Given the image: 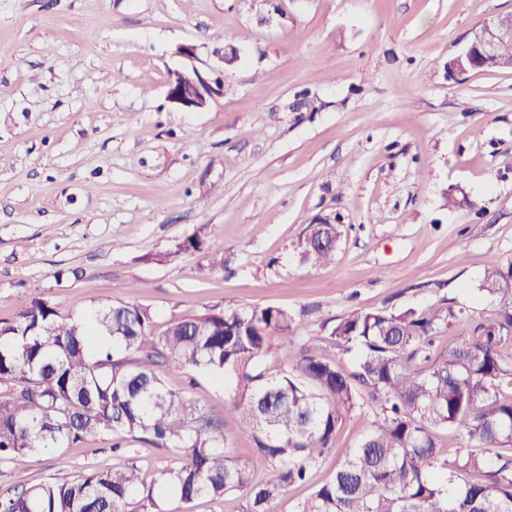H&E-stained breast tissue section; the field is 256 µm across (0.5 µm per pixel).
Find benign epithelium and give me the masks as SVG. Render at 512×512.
I'll return each instance as SVG.
<instances>
[{
  "instance_id": "7a95c632",
  "label": "benign epithelium",
  "mask_w": 512,
  "mask_h": 512,
  "mask_svg": "<svg viewBox=\"0 0 512 512\" xmlns=\"http://www.w3.org/2000/svg\"><path fill=\"white\" fill-rule=\"evenodd\" d=\"M512 40V20L493 16L473 31L467 47L451 61L448 74L465 75L471 71L512 68V60L498 55L501 43ZM224 92V80L208 81L199 72H176L169 83L168 99L181 108L199 111L210 98Z\"/></svg>"
}]
</instances>
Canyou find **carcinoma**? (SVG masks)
Listing matches in <instances>:
<instances>
[{
  "label": "carcinoma",
  "instance_id": "carcinoma-1",
  "mask_svg": "<svg viewBox=\"0 0 512 512\" xmlns=\"http://www.w3.org/2000/svg\"><path fill=\"white\" fill-rule=\"evenodd\" d=\"M177 249H204L209 266L224 265L223 246L197 235ZM296 253L317 269L334 261L336 244L305 238ZM476 289L498 304L496 319L425 357L423 371L411 362L462 310H354L330 333L354 353L349 365L289 348L275 375L257 366L269 337L295 322L286 307H230L157 334L153 313L137 304L81 320L34 297L0 324V465L111 431L177 458L163 471L133 463L0 494V512H124L133 499L138 512H165L170 495L186 512L200 497L228 493L240 495L243 512H272L288 487L309 481L312 449L329 447L364 394L377 418L292 512H512V460L496 463L512 446V262L491 261ZM166 364L231 383L224 416L253 434L271 464L266 478L224 452V422L170 390L155 371ZM439 429L462 431L465 445L449 459Z\"/></svg>",
  "mask_w": 512,
  "mask_h": 512
}]
</instances>
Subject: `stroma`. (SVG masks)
Listing matches in <instances>:
<instances>
[{"label":"stroma","mask_w":512,"mask_h":512,"mask_svg":"<svg viewBox=\"0 0 512 512\" xmlns=\"http://www.w3.org/2000/svg\"><path fill=\"white\" fill-rule=\"evenodd\" d=\"M509 12L512 0H0V320L34 283L64 316L125 301L160 329L283 306L296 322L272 335L269 374L314 336L340 359L329 335L356 309L450 305L464 317L428 352L461 340L496 314L476 290L487 263L512 262V70L452 77L446 64ZM228 45L240 51L229 70ZM192 69L224 79L202 111L167 97L171 72ZM321 217L341 239L335 261L310 270L294 246ZM196 234L223 242V267L177 251ZM161 373L223 415L228 392L211 376ZM373 417H346L311 484L274 512L328 480ZM224 447L267 476L229 418ZM175 459L107 433L0 467V492Z\"/></svg>","instance_id":"obj_1"}]
</instances>
